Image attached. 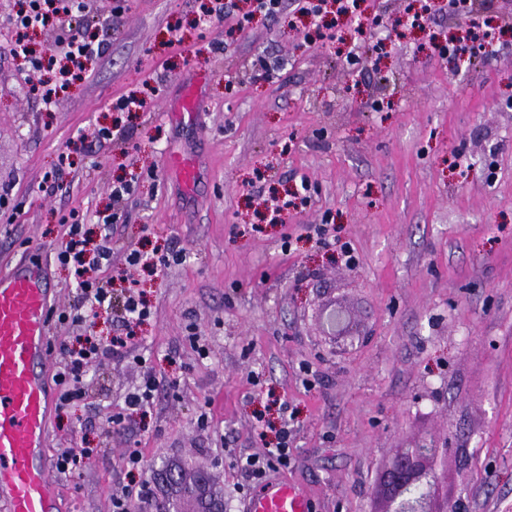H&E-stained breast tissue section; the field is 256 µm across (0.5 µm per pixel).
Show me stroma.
Returning a JSON list of instances; mask_svg holds the SVG:
<instances>
[{"instance_id": "obj_1", "label": "stroma", "mask_w": 512, "mask_h": 512, "mask_svg": "<svg viewBox=\"0 0 512 512\" xmlns=\"http://www.w3.org/2000/svg\"><path fill=\"white\" fill-rule=\"evenodd\" d=\"M206 2L126 0L115 22L113 0H92L85 24L106 52L49 109L30 93L49 69L0 55V187L19 204L0 219V254L40 251L67 308L76 283L50 248L61 220L90 225L116 209L103 274L112 312L93 328L107 341L124 331L125 250L186 252L133 272L152 311L133 328L144 363L116 354L93 367L89 406L50 422L49 458L74 439L96 451L60 477L62 512H111L131 445L157 495H177L168 468H204L224 512H237L257 484L235 459L264 448L256 416L277 428L285 411V476L308 488L312 512H377L391 457L432 439L450 445L449 507L512 512V10L477 0L493 51L455 69L434 39L465 22L437 6L387 62L352 65L351 48L389 36L409 0H359L321 28L287 7L243 33L199 25ZM258 55L281 61L273 81L256 79ZM193 87L191 116L182 102ZM130 94L145 111L116 114ZM117 122L127 140L100 139ZM64 151L70 163L46 187ZM185 161L198 169L188 185ZM133 173L132 195L114 203L113 183ZM304 180L315 188L305 208L263 220L274 193ZM323 223L356 266L309 235ZM337 306L359 339L347 350L319 330L320 312ZM149 371L169 387L127 431H106L104 414Z\"/></svg>"}]
</instances>
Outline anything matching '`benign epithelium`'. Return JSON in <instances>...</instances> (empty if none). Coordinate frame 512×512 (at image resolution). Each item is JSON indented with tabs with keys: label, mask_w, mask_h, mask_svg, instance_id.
Returning <instances> with one entry per match:
<instances>
[{
	"label": "benign epithelium",
	"mask_w": 512,
	"mask_h": 512,
	"mask_svg": "<svg viewBox=\"0 0 512 512\" xmlns=\"http://www.w3.org/2000/svg\"><path fill=\"white\" fill-rule=\"evenodd\" d=\"M324 335L333 339L347 336V319L340 309H332L321 317ZM448 458V444L422 443L403 448L394 456L386 470L384 509L381 512H448V497L441 496L438 461ZM193 481L185 479L181 470H171L168 482L180 485L187 497L204 495L202 484L209 482L203 470L191 474Z\"/></svg>",
	"instance_id": "obj_1"
}]
</instances>
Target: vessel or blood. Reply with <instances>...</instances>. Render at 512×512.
Masks as SVG:
<instances>
[{
	"mask_svg": "<svg viewBox=\"0 0 512 512\" xmlns=\"http://www.w3.org/2000/svg\"><path fill=\"white\" fill-rule=\"evenodd\" d=\"M56 292L38 254L0 272V512H57L44 448L56 394L50 386V309ZM240 512H311L306 487L274 475Z\"/></svg>",
	"mask_w": 512,
	"mask_h": 512,
	"instance_id": "1",
	"label": "vessel or blood"
}]
</instances>
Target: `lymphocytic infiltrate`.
Wrapping results in <instances>:
<instances>
[{
  "label": "lymphocytic infiltrate",
  "mask_w": 512,
  "mask_h": 512,
  "mask_svg": "<svg viewBox=\"0 0 512 512\" xmlns=\"http://www.w3.org/2000/svg\"><path fill=\"white\" fill-rule=\"evenodd\" d=\"M89 9L88 0H27L25 10L19 12L11 22L10 39L0 44V52L15 58L31 59L26 35L35 29L55 27L57 41L64 49L65 66L59 70L56 84L41 83L36 91L45 107H52L58 99L60 89L82 71L85 61L103 56L105 48L95 42L82 30L77 17ZM34 68H41L40 60L31 59ZM117 213H101L97 222L102 226V234L95 235L87 230L83 218L71 214L65 223V233L57 244V260L61 267L73 276L79 291V301L69 309L59 311L58 321L94 325L103 314L112 308V290L100 272L112 265V226L117 221ZM55 359L57 370L54 382L57 386L55 412L63 416L86 405L88 395L85 377L90 368L102 360L121 351L142 362L131 336L113 337L110 343H103L93 333H86L69 341L56 344ZM160 381L154 373H146L141 383L128 391L124 397V409L119 413L108 414L106 424L110 430L123 429L130 416L146 413L155 402ZM291 455V431L281 426L273 446L264 448L262 453L236 458L235 464L255 480H262L267 473L287 469Z\"/></svg>",
  "instance_id": "1"
}]
</instances>
